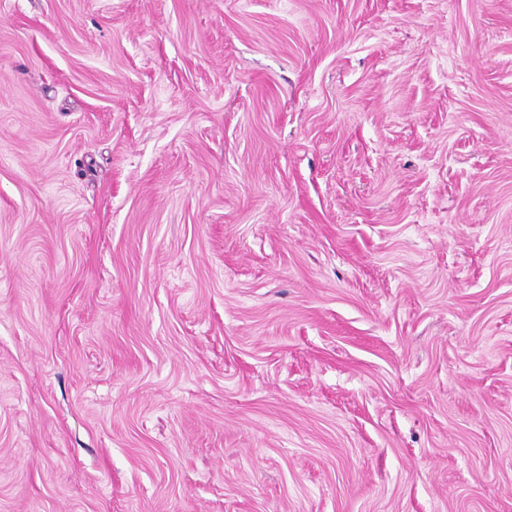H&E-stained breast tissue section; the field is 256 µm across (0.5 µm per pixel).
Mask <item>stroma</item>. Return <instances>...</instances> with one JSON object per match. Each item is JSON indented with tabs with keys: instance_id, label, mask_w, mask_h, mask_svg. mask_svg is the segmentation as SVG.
<instances>
[{
	"instance_id": "35a3bbf8",
	"label": "stroma",
	"mask_w": 512,
	"mask_h": 512,
	"mask_svg": "<svg viewBox=\"0 0 512 512\" xmlns=\"http://www.w3.org/2000/svg\"><path fill=\"white\" fill-rule=\"evenodd\" d=\"M0 512H512V0H0Z\"/></svg>"
}]
</instances>
